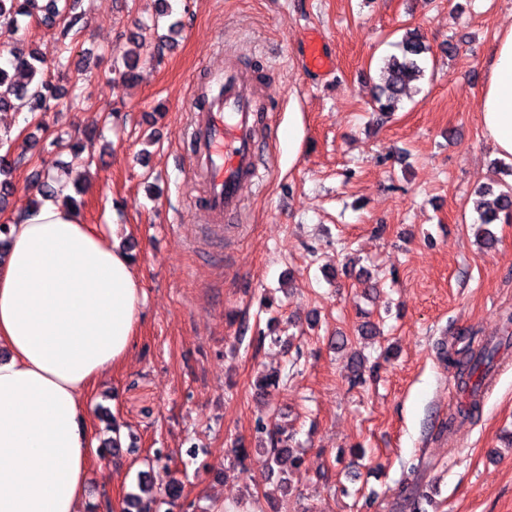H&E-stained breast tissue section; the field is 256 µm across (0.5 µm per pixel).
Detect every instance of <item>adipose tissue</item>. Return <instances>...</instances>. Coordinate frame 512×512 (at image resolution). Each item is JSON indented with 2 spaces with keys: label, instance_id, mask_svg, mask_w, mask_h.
Instances as JSON below:
<instances>
[{
  "label": "adipose tissue",
  "instance_id": "1",
  "mask_svg": "<svg viewBox=\"0 0 512 512\" xmlns=\"http://www.w3.org/2000/svg\"><path fill=\"white\" fill-rule=\"evenodd\" d=\"M482 134L512 159V24L479 92ZM145 297L127 251L59 198L10 228L0 258V512H82L86 392L128 356Z\"/></svg>",
  "mask_w": 512,
  "mask_h": 512
}]
</instances>
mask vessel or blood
<instances>
[{
    "mask_svg": "<svg viewBox=\"0 0 512 512\" xmlns=\"http://www.w3.org/2000/svg\"><path fill=\"white\" fill-rule=\"evenodd\" d=\"M184 109L192 116L190 176L203 187L199 208L210 219L208 232L220 235L225 225L241 223L244 189L268 174L258 142L267 107L250 76L228 62Z\"/></svg>",
    "mask_w": 512,
    "mask_h": 512,
    "instance_id": "1",
    "label": "vessel or blood"
}]
</instances>
